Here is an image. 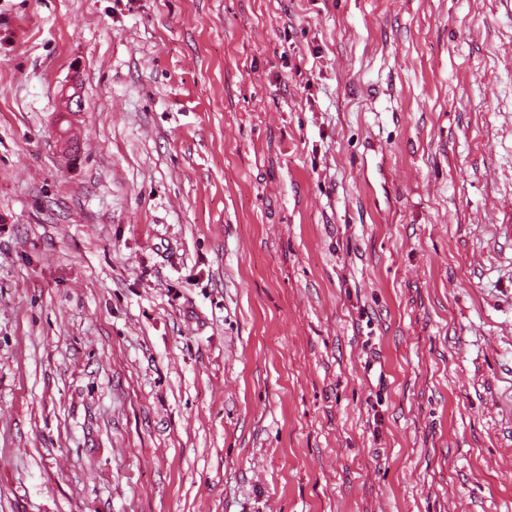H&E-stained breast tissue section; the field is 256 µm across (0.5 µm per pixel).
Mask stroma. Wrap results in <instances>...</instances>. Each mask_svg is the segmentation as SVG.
Here are the masks:
<instances>
[{
	"instance_id": "stroma-1",
	"label": "stroma",
	"mask_w": 512,
	"mask_h": 512,
	"mask_svg": "<svg viewBox=\"0 0 512 512\" xmlns=\"http://www.w3.org/2000/svg\"><path fill=\"white\" fill-rule=\"evenodd\" d=\"M0 512H512V0H0Z\"/></svg>"
}]
</instances>
